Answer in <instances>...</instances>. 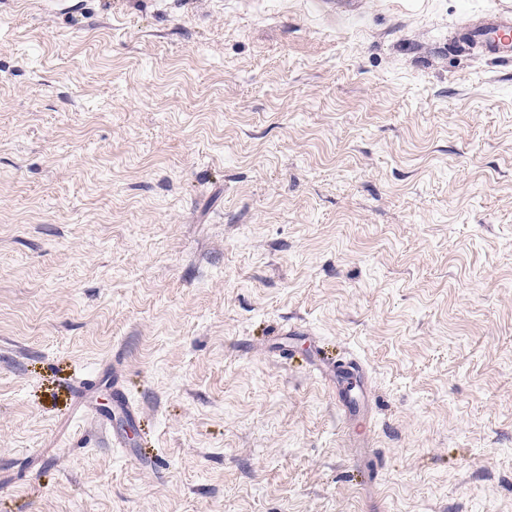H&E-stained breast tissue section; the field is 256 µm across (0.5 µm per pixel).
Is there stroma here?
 <instances>
[{
  "instance_id": "obj_1",
  "label": "stroma",
  "mask_w": 512,
  "mask_h": 512,
  "mask_svg": "<svg viewBox=\"0 0 512 512\" xmlns=\"http://www.w3.org/2000/svg\"><path fill=\"white\" fill-rule=\"evenodd\" d=\"M509 9L0 0V512H512ZM455 42L458 48L479 49L491 59L512 61V11L459 28Z\"/></svg>"
}]
</instances>
